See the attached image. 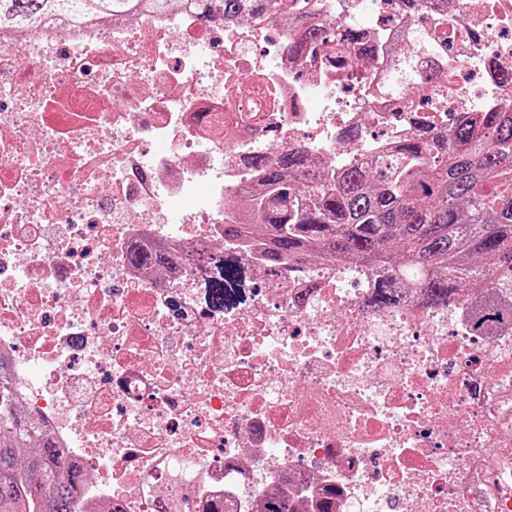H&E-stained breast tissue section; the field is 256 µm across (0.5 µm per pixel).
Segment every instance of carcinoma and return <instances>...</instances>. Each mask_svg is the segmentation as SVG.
Masks as SVG:
<instances>
[{"label":"carcinoma","mask_w":512,"mask_h":512,"mask_svg":"<svg viewBox=\"0 0 512 512\" xmlns=\"http://www.w3.org/2000/svg\"><path fill=\"white\" fill-rule=\"evenodd\" d=\"M183 6L226 21L291 17L297 51L327 37L365 38L356 22L338 32L323 27L325 0H0V26L28 32L50 17L78 24L88 16L160 15ZM410 44L392 61L391 92L413 100L426 80L418 60L433 49L418 39ZM254 165L260 179L245 200V223L224 225V239L251 234L267 242L270 264H298L310 255L366 259L377 306L394 301L397 280L432 302L464 289L509 286L512 99L495 111L413 132L391 154L363 157L313 180L304 176L299 149L258 157ZM508 321L511 309L484 305L474 327ZM68 454L16 403L0 361V512H74L80 474L67 466Z\"/></svg>","instance_id":"obj_1"}]
</instances>
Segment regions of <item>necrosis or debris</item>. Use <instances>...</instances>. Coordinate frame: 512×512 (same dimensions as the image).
<instances>
[{
	"label": "necrosis or debris",
	"mask_w": 512,
	"mask_h": 512,
	"mask_svg": "<svg viewBox=\"0 0 512 512\" xmlns=\"http://www.w3.org/2000/svg\"><path fill=\"white\" fill-rule=\"evenodd\" d=\"M369 13L367 43L289 49L287 26L191 8L0 28V358L21 408L83 473L75 512H495L483 470L512 447V324L479 334L471 291L428 305L368 298L363 263L273 267L229 242L251 162L304 151L307 177L389 150L430 108L512 98V0ZM448 44L439 93L386 92L408 36ZM169 266L132 265L131 245ZM253 279L247 306L210 300V257Z\"/></svg>",
	"instance_id": "1"
}]
</instances>
